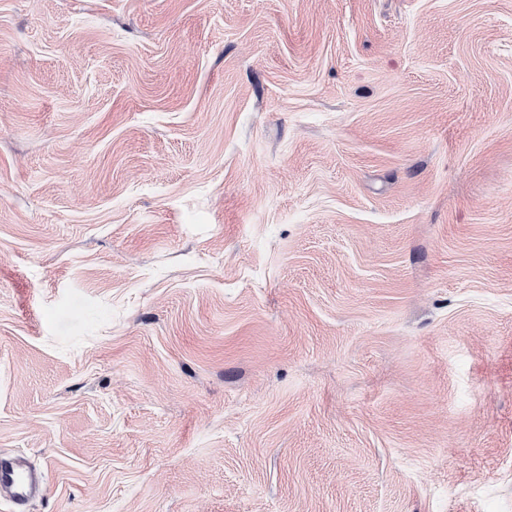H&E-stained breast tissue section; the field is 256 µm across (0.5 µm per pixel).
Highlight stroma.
Masks as SVG:
<instances>
[{"instance_id":"1","label":"stroma","mask_w":512,"mask_h":512,"mask_svg":"<svg viewBox=\"0 0 512 512\" xmlns=\"http://www.w3.org/2000/svg\"><path fill=\"white\" fill-rule=\"evenodd\" d=\"M0 453L512 512V0H0Z\"/></svg>"}]
</instances>
